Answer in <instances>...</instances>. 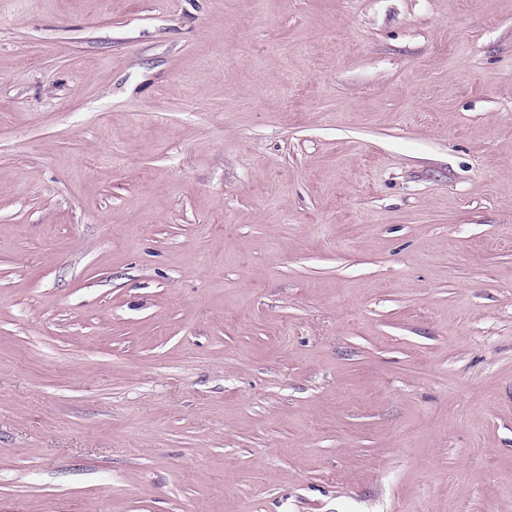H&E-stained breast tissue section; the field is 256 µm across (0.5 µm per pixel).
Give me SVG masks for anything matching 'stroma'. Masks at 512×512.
<instances>
[{"label":"stroma","instance_id":"1","mask_svg":"<svg viewBox=\"0 0 512 512\" xmlns=\"http://www.w3.org/2000/svg\"><path fill=\"white\" fill-rule=\"evenodd\" d=\"M0 512H512V0H0Z\"/></svg>","mask_w":512,"mask_h":512}]
</instances>
